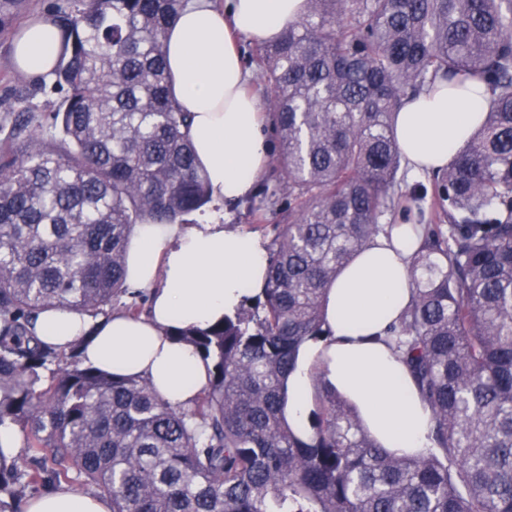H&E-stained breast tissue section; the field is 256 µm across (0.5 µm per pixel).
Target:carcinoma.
Listing matches in <instances>:
<instances>
[{
	"mask_svg": "<svg viewBox=\"0 0 512 512\" xmlns=\"http://www.w3.org/2000/svg\"><path fill=\"white\" fill-rule=\"evenodd\" d=\"M183 0H67L46 115L0 126V512L79 482L112 512H512V0H307L256 64L278 141L283 223L268 280L234 315L172 328L212 362L194 408L38 338L39 314L106 315L137 224L202 212L212 190L169 90ZM25 0H0V34ZM439 79L492 93L417 224L411 300L387 343L433 420L426 452L382 448L323 389L310 431L284 416L323 299L400 203L394 114Z\"/></svg>",
	"mask_w": 512,
	"mask_h": 512,
	"instance_id": "cac0c4a2",
	"label": "carcinoma"
}]
</instances>
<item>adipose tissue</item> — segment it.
<instances>
[{
	"label": "adipose tissue",
	"instance_id": "1",
	"mask_svg": "<svg viewBox=\"0 0 512 512\" xmlns=\"http://www.w3.org/2000/svg\"><path fill=\"white\" fill-rule=\"evenodd\" d=\"M306 12V0H186L166 33L170 91L191 115L188 137L199 168L219 203L253 195L270 161L266 114L249 90L252 75L237 46L278 39ZM59 53L52 21L29 18L13 35V62L29 78H48ZM490 101L484 83L439 81L405 99L396 136L408 177L447 166L483 124ZM413 228L394 225L357 254L328 287L325 322L331 334L304 342L286 380L285 416L298 433L320 387L357 411L385 448L421 453L431 448V412L395 351L387 327L410 302ZM268 251L257 235L227 231L216 218L192 228L139 224L131 236L125 284L151 291L148 318L52 310L36 327L42 340L69 349L105 371L148 381L176 408L190 407L208 380V365L192 344L172 336L174 326L208 327L233 314L266 285ZM25 512H112L111 501L60 487L29 500Z\"/></svg>",
	"mask_w": 512,
	"mask_h": 512
}]
</instances>
